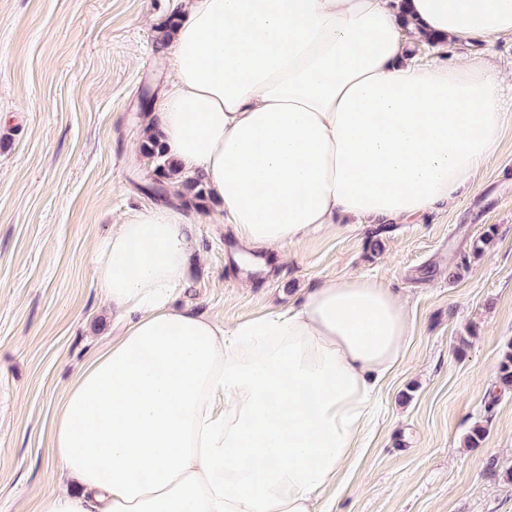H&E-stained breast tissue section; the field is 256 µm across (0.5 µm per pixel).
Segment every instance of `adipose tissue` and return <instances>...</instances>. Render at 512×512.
<instances>
[{"instance_id": "1", "label": "adipose tissue", "mask_w": 512, "mask_h": 512, "mask_svg": "<svg viewBox=\"0 0 512 512\" xmlns=\"http://www.w3.org/2000/svg\"><path fill=\"white\" fill-rule=\"evenodd\" d=\"M171 69L144 126L201 176L246 251L283 255L351 215L406 224L452 207L506 135L488 58L422 67L403 29L512 39V0H170ZM181 206L95 243L122 323L65 390L38 512H318L372 422L411 323L354 275L231 325L172 298L194 250Z\"/></svg>"}]
</instances>
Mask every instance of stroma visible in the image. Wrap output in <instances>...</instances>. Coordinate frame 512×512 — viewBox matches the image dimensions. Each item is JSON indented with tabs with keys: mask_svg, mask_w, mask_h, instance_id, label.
<instances>
[{
	"mask_svg": "<svg viewBox=\"0 0 512 512\" xmlns=\"http://www.w3.org/2000/svg\"><path fill=\"white\" fill-rule=\"evenodd\" d=\"M166 0H0V512H37L58 485L53 419L79 366L117 332L90 245L158 203L140 119L169 73ZM512 113V40L483 37ZM512 138L454 208L407 224L338 222L253 278L217 203L177 302L233 324L325 280L393 288L413 322L402 364L374 395L373 426L324 500L334 512H512ZM484 252L473 244L486 230ZM478 447L465 438L475 425Z\"/></svg>",
	"mask_w": 512,
	"mask_h": 512,
	"instance_id": "1",
	"label": "stroma"
}]
</instances>
